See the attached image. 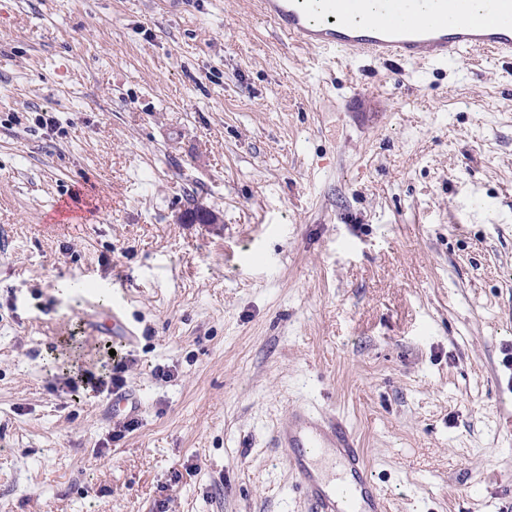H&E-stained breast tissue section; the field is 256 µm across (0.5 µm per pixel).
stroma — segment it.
<instances>
[{"mask_svg": "<svg viewBox=\"0 0 512 512\" xmlns=\"http://www.w3.org/2000/svg\"><path fill=\"white\" fill-rule=\"evenodd\" d=\"M90 301L138 329L131 432L61 381ZM296 407L387 512L512 507V62L314 50L254 0H0V512H310Z\"/></svg>", "mask_w": 512, "mask_h": 512, "instance_id": "stroma-1", "label": "stroma"}]
</instances>
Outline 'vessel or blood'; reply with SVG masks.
<instances>
[{
  "label": "vessel or blood",
  "mask_w": 512,
  "mask_h": 512,
  "mask_svg": "<svg viewBox=\"0 0 512 512\" xmlns=\"http://www.w3.org/2000/svg\"><path fill=\"white\" fill-rule=\"evenodd\" d=\"M260 14L286 38L310 48L357 50L379 61L425 63L471 50L512 59V0H485L472 13L469 0H256ZM427 20H418L420 11ZM84 332L134 341L120 304H87ZM289 470L304 489L310 512H386L384 497L363 448L343 421L305 408L292 409L275 431Z\"/></svg>",
  "instance_id": "1"
}]
</instances>
